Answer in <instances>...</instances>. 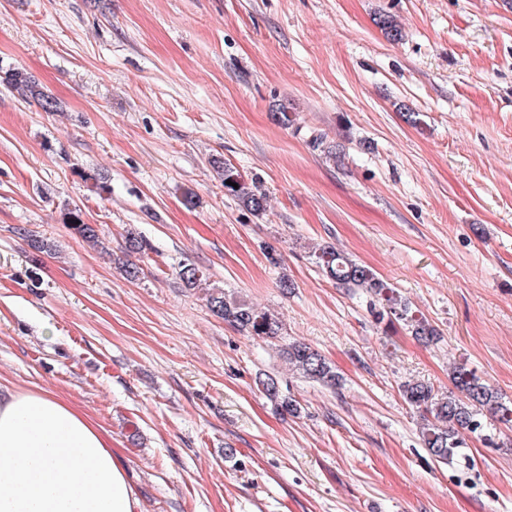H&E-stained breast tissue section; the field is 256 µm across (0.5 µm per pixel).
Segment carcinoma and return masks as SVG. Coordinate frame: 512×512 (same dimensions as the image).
<instances>
[{
	"mask_svg": "<svg viewBox=\"0 0 512 512\" xmlns=\"http://www.w3.org/2000/svg\"><path fill=\"white\" fill-rule=\"evenodd\" d=\"M0 84L23 100L38 102L45 112L57 111V102L42 91L33 76L22 67L1 66ZM213 168L224 185L225 195L237 199L252 211L264 209L263 197L255 193L236 168L219 160L213 161ZM77 174L89 191L101 194L108 190L99 173L81 169ZM235 183L238 184L236 188L233 187ZM63 223L85 241L100 242L97 229L85 222L81 208L66 209ZM319 260L338 287L348 290L358 288L384 302V310L377 312L379 322L389 326L401 321L425 343L440 340L439 331L369 268L333 249L322 250ZM206 302L214 314L241 332L262 339H275L282 330L281 321L276 315L230 297L221 288L210 289ZM281 355L289 367L302 377L330 388L340 385V376L334 366L307 344L297 341L289 343L281 348ZM450 378L458 391L456 395L450 393L443 396L419 381H406L400 386L404 401L422 412L420 434L423 447L431 458L447 465L464 456L465 434L484 430L483 413L487 412L503 423H512V404L503 402L499 393L471 370L463 365H455ZM258 386L281 413L295 416L300 412L298 401L280 391L276 377L266 374L258 380Z\"/></svg>",
	"mask_w": 512,
	"mask_h": 512,
	"instance_id": "1",
	"label": "carcinoma"
}]
</instances>
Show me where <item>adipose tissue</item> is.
<instances>
[{
    "mask_svg": "<svg viewBox=\"0 0 512 512\" xmlns=\"http://www.w3.org/2000/svg\"><path fill=\"white\" fill-rule=\"evenodd\" d=\"M0 512H144L111 436L44 390L0 384Z\"/></svg>",
    "mask_w": 512,
    "mask_h": 512,
    "instance_id": "adipose-tissue-1",
    "label": "adipose tissue"
}]
</instances>
